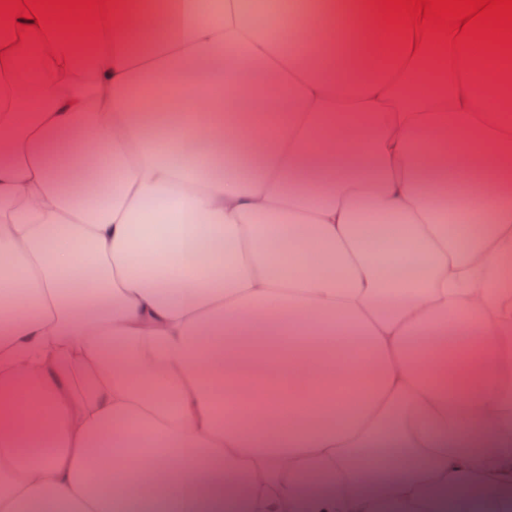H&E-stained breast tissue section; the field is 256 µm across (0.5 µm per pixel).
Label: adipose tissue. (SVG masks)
I'll return each instance as SVG.
<instances>
[{"label": "adipose tissue", "instance_id": "1", "mask_svg": "<svg viewBox=\"0 0 512 512\" xmlns=\"http://www.w3.org/2000/svg\"><path fill=\"white\" fill-rule=\"evenodd\" d=\"M58 28L0 13V512H506L512 44L375 0L292 13L305 57L239 0Z\"/></svg>", "mask_w": 512, "mask_h": 512}]
</instances>
